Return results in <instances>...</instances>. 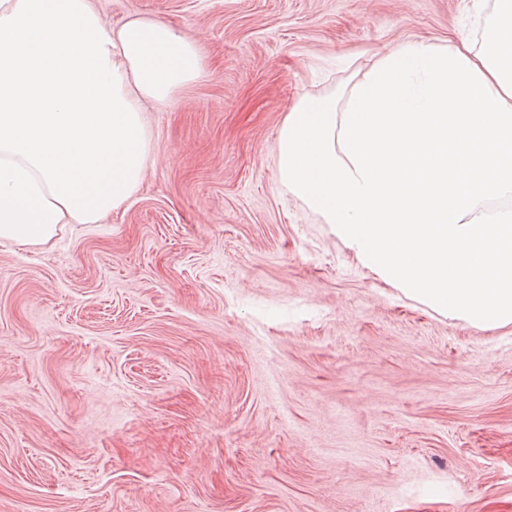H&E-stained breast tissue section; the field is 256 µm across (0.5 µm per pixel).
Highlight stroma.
Segmentation results:
<instances>
[{"mask_svg": "<svg viewBox=\"0 0 512 512\" xmlns=\"http://www.w3.org/2000/svg\"><path fill=\"white\" fill-rule=\"evenodd\" d=\"M189 35L127 204L0 244V512H512V325L364 268L278 179L300 99L493 0H97Z\"/></svg>", "mask_w": 512, "mask_h": 512, "instance_id": "1", "label": "stroma"}]
</instances>
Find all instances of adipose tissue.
I'll use <instances>...</instances> for the list:
<instances>
[{
	"label": "adipose tissue",
	"mask_w": 512,
	"mask_h": 512,
	"mask_svg": "<svg viewBox=\"0 0 512 512\" xmlns=\"http://www.w3.org/2000/svg\"><path fill=\"white\" fill-rule=\"evenodd\" d=\"M203 75L170 24L112 28L95 0H0V242L44 245L118 210L150 158L146 105Z\"/></svg>",
	"instance_id": "obj_1"
}]
</instances>
